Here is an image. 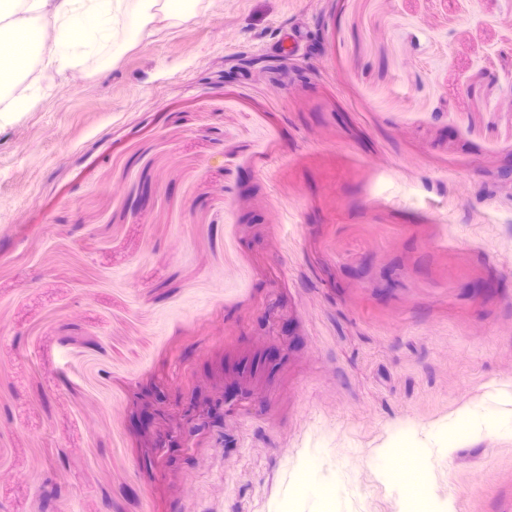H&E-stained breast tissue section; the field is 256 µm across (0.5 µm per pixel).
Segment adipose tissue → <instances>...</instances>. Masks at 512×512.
I'll use <instances>...</instances> for the list:
<instances>
[{
	"label": "adipose tissue",
	"instance_id": "1",
	"mask_svg": "<svg viewBox=\"0 0 512 512\" xmlns=\"http://www.w3.org/2000/svg\"><path fill=\"white\" fill-rule=\"evenodd\" d=\"M198 0H0V113L24 112L34 99L22 85L33 68L64 74L92 62L114 64L127 48L151 35L159 22L195 16ZM512 434V414L497 404L470 407L434 425L428 438L413 429L394 431L399 467L383 466V475L405 490L411 512L424 504L420 473L430 449L470 440L485 432ZM294 491L309 512L340 502L313 463L299 471Z\"/></svg>",
	"mask_w": 512,
	"mask_h": 512
}]
</instances>
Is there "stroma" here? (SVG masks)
<instances>
[{"mask_svg":"<svg viewBox=\"0 0 512 512\" xmlns=\"http://www.w3.org/2000/svg\"><path fill=\"white\" fill-rule=\"evenodd\" d=\"M308 51L279 50L291 29ZM0 114V512H403L512 403V0H201ZM506 512L512 436L432 451ZM489 431L506 436L512 434L511 412H504L496 403L466 408L434 425L427 440L420 438L412 428L401 427L394 431L389 447L399 448V451L382 458L381 470L386 478L405 488L409 505L406 511H416L424 505L422 493L427 483L421 481L420 473L426 466L430 448H447L451 443L464 442ZM394 456L401 462L400 468L385 463L386 458ZM421 477L426 482L432 480L429 467L422 470ZM294 491L297 499L308 506L307 511L318 512L321 507L326 505L327 501L333 504L336 502V508L331 511H342V498L335 486L326 483L319 475L317 468L313 463H306L299 471Z\"/></svg>","mask_w":512,"mask_h":512,"instance_id":"obj_1","label":"stroma"}]
</instances>
